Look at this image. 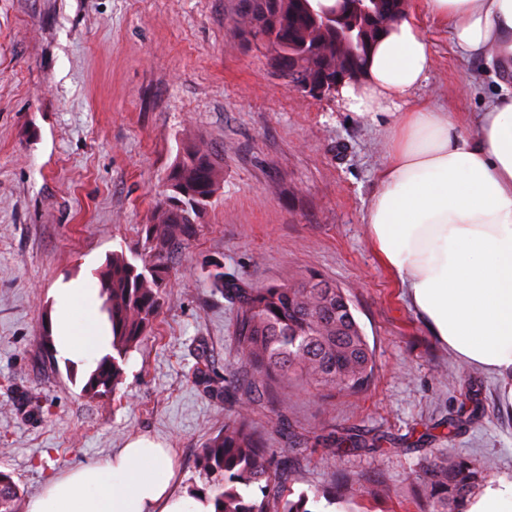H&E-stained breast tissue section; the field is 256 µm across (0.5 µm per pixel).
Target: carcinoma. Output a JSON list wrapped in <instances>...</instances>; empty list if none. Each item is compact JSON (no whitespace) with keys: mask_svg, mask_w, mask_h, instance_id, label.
Instances as JSON below:
<instances>
[{"mask_svg":"<svg viewBox=\"0 0 512 512\" xmlns=\"http://www.w3.org/2000/svg\"><path fill=\"white\" fill-rule=\"evenodd\" d=\"M375 20L353 13L338 0H236L233 29L247 43L262 42L270 64L296 67L318 77L336 65V51L351 64L367 60L384 33L377 29L395 21L402 0H376ZM222 179V169L202 141L186 146L165 177L162 199L152 223L145 225L142 249L126 255L114 251L99 274L102 311L112 327V352L96 361L83 378L90 398L115 394L123 383L125 363L151 331L167 286V264L172 254L197 234L200 216ZM211 287L236 306L237 350L250 369L241 405L224 432L210 438L197 456L198 467L220 480L191 493L204 497L214 512H315L309 497L291 498L282 489V463L262 448L251 420L250 405L275 385L288 380L315 383L323 389L349 395L364 393L374 373L373 352L341 289L317 274L293 283L247 287L211 262ZM197 386L215 397L230 394L229 385H215L208 369L197 368ZM324 447L336 443L373 450L378 439L359 436L322 438ZM488 468L454 454L438 456L423 471L420 485L435 512H464L467 498L482 485ZM258 486L261 496L243 488ZM22 491L12 473L0 470V512H17Z\"/></svg>","mask_w":512,"mask_h":512,"instance_id":"obj_1","label":"carcinoma"}]
</instances>
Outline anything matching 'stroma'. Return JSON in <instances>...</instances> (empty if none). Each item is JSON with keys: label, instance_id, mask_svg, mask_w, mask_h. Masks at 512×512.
Returning a JSON list of instances; mask_svg holds the SVG:
<instances>
[{"label": "stroma", "instance_id": "35a3bbf8", "mask_svg": "<svg viewBox=\"0 0 512 512\" xmlns=\"http://www.w3.org/2000/svg\"><path fill=\"white\" fill-rule=\"evenodd\" d=\"M234 4L0 0V470L30 498L147 434L172 448L178 493L205 488L197 453L236 405L203 393L194 372L205 365L216 380L241 381L246 371L235 308L209 288L217 259L253 287L310 272L335 283L374 351L361 396L293 382L254 404L253 423L285 460L294 493L351 473L363 485L342 512H428L415 476L448 452L512 480L507 380L462 366L368 242L393 113L361 117L338 97L289 91L233 30ZM420 23L435 63L414 99L468 115L500 82L512 85L511 71L463 60L446 28ZM198 140L217 148L223 179L168 271L119 393L85 396L41 346L52 289L140 248L165 174ZM332 431L380 446L341 444L330 458L321 438Z\"/></svg>", "mask_w": 512, "mask_h": 512}]
</instances>
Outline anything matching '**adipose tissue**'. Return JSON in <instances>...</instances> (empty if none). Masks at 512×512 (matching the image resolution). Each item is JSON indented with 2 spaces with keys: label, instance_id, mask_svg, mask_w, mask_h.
I'll use <instances>...</instances> for the list:
<instances>
[{
  "label": "adipose tissue",
  "instance_id": "adipose-tissue-1",
  "mask_svg": "<svg viewBox=\"0 0 512 512\" xmlns=\"http://www.w3.org/2000/svg\"><path fill=\"white\" fill-rule=\"evenodd\" d=\"M463 57L512 68V0H419ZM434 55L405 15L372 49L364 79L338 92L360 115L398 107L389 151L365 222L383 266L441 343L470 367L512 379V88L469 121L411 101ZM58 357L91 370L111 350L97 289L85 280L54 290ZM166 448L140 437L99 463L52 478L27 512H213L175 493Z\"/></svg>",
  "mask_w": 512,
  "mask_h": 512
}]
</instances>
